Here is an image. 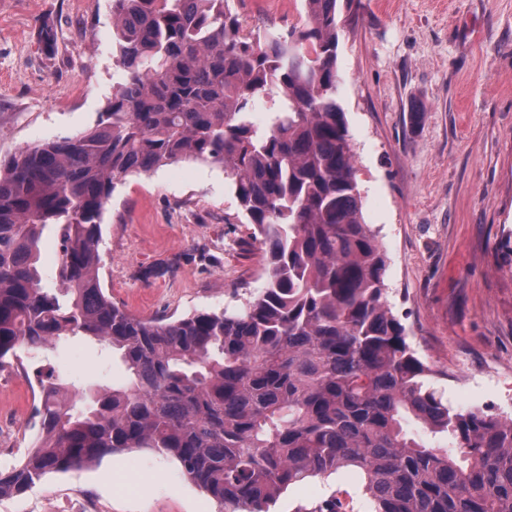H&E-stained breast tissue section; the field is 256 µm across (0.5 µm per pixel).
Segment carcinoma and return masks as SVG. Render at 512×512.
<instances>
[{
    "mask_svg": "<svg viewBox=\"0 0 512 512\" xmlns=\"http://www.w3.org/2000/svg\"><path fill=\"white\" fill-rule=\"evenodd\" d=\"M111 2L119 81L97 126L0 160V362L79 337L118 355L127 380L46 373L38 433L0 472V498L150 448L222 512H269L290 485L339 473L361 479L372 512H512V420L443 401L387 305L339 103L341 0H301L299 23L260 39L243 0ZM38 41L55 54L46 22ZM181 162L230 178L266 284L231 312L145 320L104 291L101 218L127 176ZM49 224L53 288L39 265ZM348 508L335 494L313 512Z\"/></svg>",
    "mask_w": 512,
    "mask_h": 512,
    "instance_id": "1",
    "label": "carcinoma"
}]
</instances>
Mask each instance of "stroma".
Segmentation results:
<instances>
[{"instance_id":"35a3bbf8","label":"stroma","mask_w":512,"mask_h":512,"mask_svg":"<svg viewBox=\"0 0 512 512\" xmlns=\"http://www.w3.org/2000/svg\"><path fill=\"white\" fill-rule=\"evenodd\" d=\"M338 48L339 101L356 147L366 223L386 250L392 312L451 404L466 379L473 408L512 418V0H350ZM300 0L241 9L249 28L298 21ZM52 24L59 51L38 50ZM117 80L109 0H0V159L95 127ZM252 227L223 172L193 163L118 183L102 220L100 276L141 318L233 310L266 276ZM52 364L79 384L118 387L120 361L73 340L26 366ZM34 398L0 368V471L32 438ZM370 506L355 477L290 487L272 512H308L336 491ZM218 512L178 464L134 448L52 474L0 499V512Z\"/></svg>"}]
</instances>
